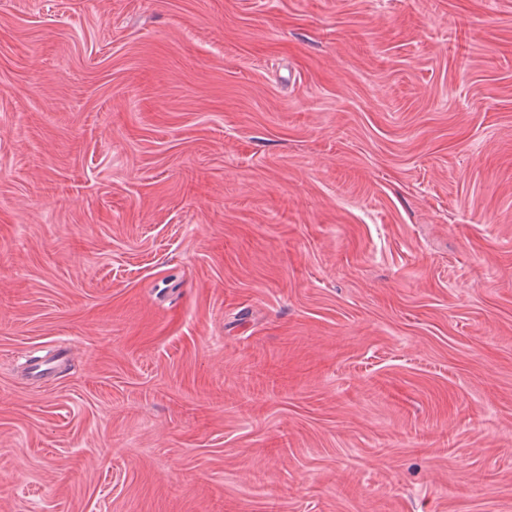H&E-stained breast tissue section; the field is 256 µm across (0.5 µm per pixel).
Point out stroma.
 <instances>
[{"label": "stroma", "mask_w": 512, "mask_h": 512, "mask_svg": "<svg viewBox=\"0 0 512 512\" xmlns=\"http://www.w3.org/2000/svg\"><path fill=\"white\" fill-rule=\"evenodd\" d=\"M0 512H512V0H0Z\"/></svg>", "instance_id": "35a3bbf8"}]
</instances>
